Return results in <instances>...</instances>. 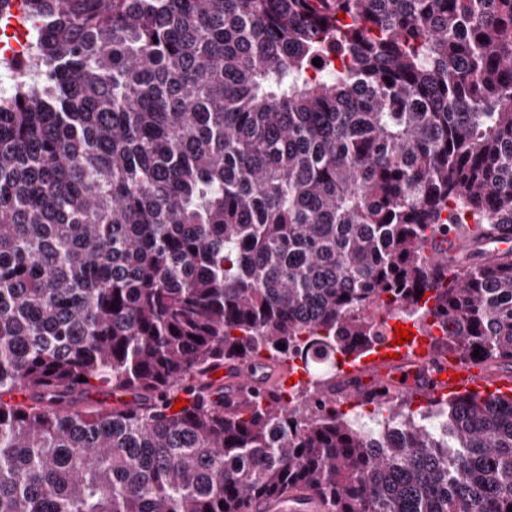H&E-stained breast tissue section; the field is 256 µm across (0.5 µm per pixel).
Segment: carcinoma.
Returning a JSON list of instances; mask_svg holds the SVG:
<instances>
[{
  "label": "carcinoma",
  "mask_w": 512,
  "mask_h": 512,
  "mask_svg": "<svg viewBox=\"0 0 512 512\" xmlns=\"http://www.w3.org/2000/svg\"><path fill=\"white\" fill-rule=\"evenodd\" d=\"M26 2L50 78L0 102V512L512 509V397L386 386L364 431L333 373L291 410L207 379L364 355L371 308L512 371V253L481 259L512 0ZM450 231L474 251L428 262ZM295 503H299L300 506H297ZM289 504L295 509H291ZM288 510L326 512L327 507L314 492H309L300 501L290 500L288 495H284L279 498H268L258 501L251 508V512H288Z\"/></svg>",
  "instance_id": "obj_1"
}]
</instances>
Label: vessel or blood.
<instances>
[{
  "mask_svg": "<svg viewBox=\"0 0 512 512\" xmlns=\"http://www.w3.org/2000/svg\"><path fill=\"white\" fill-rule=\"evenodd\" d=\"M426 332L415 331L412 340L392 348L380 347L370 358H348L343 373L351 390L370 398H379L386 385H394L427 397L479 388L488 393L512 388V378L488 379L482 364L450 359L432 348ZM292 374L287 367L257 373L237 362L224 365L218 384L224 387V405L233 407L255 391L270 392L288 384Z\"/></svg>",
  "mask_w": 512,
  "mask_h": 512,
  "instance_id": "obj_1",
  "label": "vessel or blood"
}]
</instances>
